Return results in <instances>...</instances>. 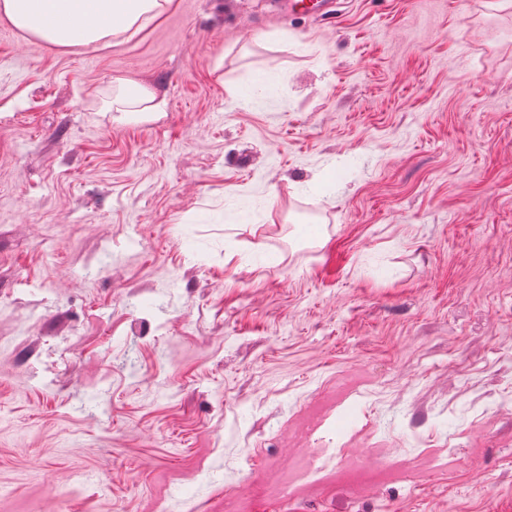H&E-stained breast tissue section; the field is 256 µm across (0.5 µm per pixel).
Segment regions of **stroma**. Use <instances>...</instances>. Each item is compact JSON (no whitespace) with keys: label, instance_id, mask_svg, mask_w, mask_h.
<instances>
[{"label":"stroma","instance_id":"stroma-1","mask_svg":"<svg viewBox=\"0 0 512 512\" xmlns=\"http://www.w3.org/2000/svg\"><path fill=\"white\" fill-rule=\"evenodd\" d=\"M490 2L172 0L97 49L0 21V512H512ZM121 81L161 111H109ZM351 382L328 454L371 433L425 469L254 497L301 466L295 411ZM275 491L279 497L288 496L291 492L290 487L287 483H284L279 475V473L270 469L262 481L258 486L254 489V495L257 497L268 496L270 491Z\"/></svg>","mask_w":512,"mask_h":512}]
</instances>
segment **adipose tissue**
Instances as JSON below:
<instances>
[{
  "mask_svg": "<svg viewBox=\"0 0 512 512\" xmlns=\"http://www.w3.org/2000/svg\"><path fill=\"white\" fill-rule=\"evenodd\" d=\"M171 0H0V15L44 43L93 47L144 27Z\"/></svg>",
  "mask_w": 512,
  "mask_h": 512,
  "instance_id": "1",
  "label": "adipose tissue"
}]
</instances>
